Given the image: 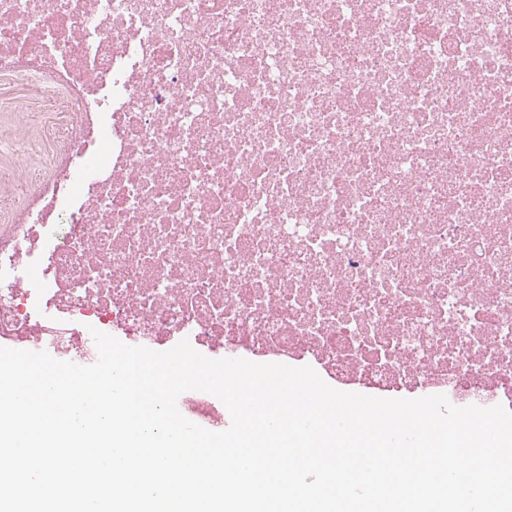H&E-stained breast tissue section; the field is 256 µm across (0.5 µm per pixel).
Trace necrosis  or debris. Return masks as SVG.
<instances>
[{"label": "necrosis or debris", "instance_id": "4bbe7bcc", "mask_svg": "<svg viewBox=\"0 0 512 512\" xmlns=\"http://www.w3.org/2000/svg\"><path fill=\"white\" fill-rule=\"evenodd\" d=\"M0 80V343L512 403V0H0Z\"/></svg>", "mask_w": 512, "mask_h": 512}]
</instances>
